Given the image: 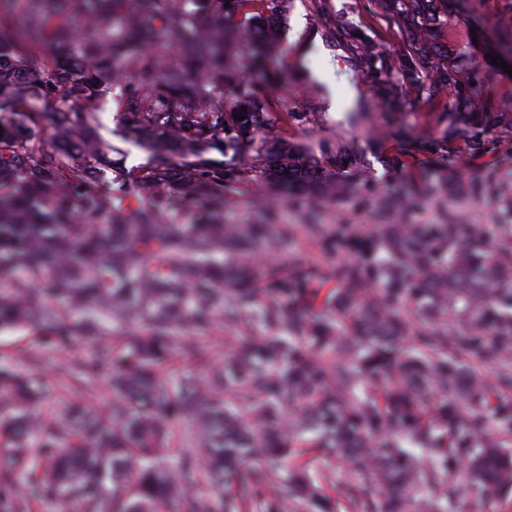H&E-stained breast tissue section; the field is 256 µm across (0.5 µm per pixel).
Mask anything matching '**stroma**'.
Returning <instances> with one entry per match:
<instances>
[{
  "label": "stroma",
  "mask_w": 512,
  "mask_h": 512,
  "mask_svg": "<svg viewBox=\"0 0 512 512\" xmlns=\"http://www.w3.org/2000/svg\"><path fill=\"white\" fill-rule=\"evenodd\" d=\"M436 4L432 49L420 54L414 28L400 18L403 0H288L275 48L248 77L266 95L279 136L334 174L341 190L324 200L313 217L302 205L279 207L275 223L295 225L296 232L274 253L255 257L254 265L290 274L356 262L350 241L374 235L379 222L374 203L383 195L413 194L401 222L444 224L451 219L447 195L460 188L467 204L453 218L457 223H501L504 204H512V136L478 123L476 116L512 114V76L492 62L501 43L512 40V0ZM367 41L389 59V67L368 64ZM406 57L414 58L422 71L414 88L401 79L399 62ZM452 66L458 69L456 84L442 85L438 72ZM385 85L393 87V94H380ZM124 91V84H117L93 109L101 117L104 142L131 168L146 164L149 155L121 123L118 102ZM332 92L342 111H329ZM453 112L463 132L458 140L448 137ZM468 137L483 142V154L471 153L464 144ZM254 163L253 153H245V177L224 186L225 223L267 221L256 202L273 190L258 179ZM311 220L321 224L322 233L307 231ZM90 351V344L81 343L43 361L37 370L43 396L34 406L36 413L63 417L78 397L98 407L111 404L106 376L82 388L69 386L65 368Z\"/></svg>",
  "instance_id": "obj_1"
}]
</instances>
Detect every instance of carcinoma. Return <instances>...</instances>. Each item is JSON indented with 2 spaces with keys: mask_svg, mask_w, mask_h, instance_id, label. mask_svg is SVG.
<instances>
[{
  "mask_svg": "<svg viewBox=\"0 0 512 512\" xmlns=\"http://www.w3.org/2000/svg\"><path fill=\"white\" fill-rule=\"evenodd\" d=\"M245 0H25L0 10V329L27 327L56 353L82 341L89 359L67 367L82 384L100 371L113 401L72 405L61 421L33 415L31 375L0 362V512H486L512 492V254L481 225L379 224L340 267L336 294L310 276L270 271L255 287L245 256L288 237L286 224H225L214 195L243 168L246 150L268 183L318 203L333 187L299 149L271 134L268 101L238 77L272 50L288 0H265L251 56L224 19ZM431 0H406L405 17H432ZM59 12L84 22L70 65L46 62L39 44ZM208 26L199 23L202 14ZM175 51L160 68L146 42ZM160 71L124 101L122 123L151 154L116 176L112 149L87 106L117 82ZM233 85L234 107L224 106ZM49 99L53 111H40ZM243 114L237 121L234 115ZM53 133H42L44 119ZM512 132V116L481 114ZM136 207L114 203L112 180ZM208 204L178 220L176 189ZM257 330L235 359L202 382L175 379L178 359L201 360L194 339L216 327ZM471 359L503 372L489 386ZM307 401L295 440L276 424ZM506 423L488 439L486 414ZM193 422L187 437L176 426ZM364 464L358 484L329 496L303 455ZM177 460V471L165 466ZM222 484L216 500L211 489Z\"/></svg>",
  "mask_w": 512,
  "mask_h": 512,
  "instance_id": "cac0c4a2",
  "label": "carcinoma"
}]
</instances>
